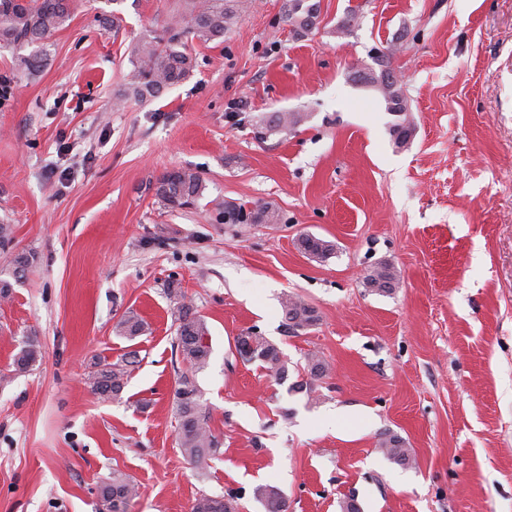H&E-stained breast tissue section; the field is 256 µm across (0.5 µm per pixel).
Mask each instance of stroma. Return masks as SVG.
Here are the masks:
<instances>
[{"label": "stroma", "mask_w": 512, "mask_h": 512, "mask_svg": "<svg viewBox=\"0 0 512 512\" xmlns=\"http://www.w3.org/2000/svg\"><path fill=\"white\" fill-rule=\"evenodd\" d=\"M178 2L77 0L35 74L18 66L28 48L0 49V270L36 255L0 301V375L22 336L42 341L33 371L0 382V512H100L115 471L138 488L128 512H190L202 494L265 512L261 485L288 512H512V0H320L302 37L285 0H251L223 43L194 45L189 78L139 101L131 48ZM381 51L403 77L402 148L355 79ZM285 111L303 122L257 138ZM179 167L205 189L171 210L153 184ZM216 198L284 220L224 224ZM303 234L335 254L307 257ZM382 261L391 295L363 285ZM171 281L210 330L198 382L221 453L202 472L177 445ZM288 295L316 326L288 329ZM129 310L148 326L133 341L115 331ZM249 328L283 352L285 381L237 353ZM131 350L120 397L98 399L96 363ZM388 434L412 463L382 452ZM255 496L263 504L265 512H287L288 510L285 497L276 488H258L255 491Z\"/></svg>", "instance_id": "1"}]
</instances>
